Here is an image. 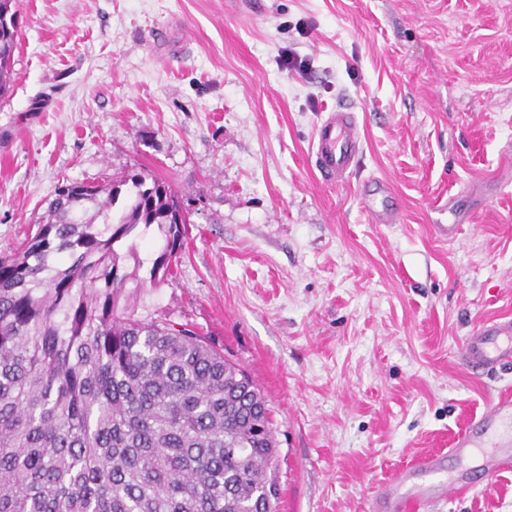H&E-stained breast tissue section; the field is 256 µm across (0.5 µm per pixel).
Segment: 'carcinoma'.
I'll use <instances>...</instances> for the list:
<instances>
[{"label": "carcinoma", "mask_w": 512, "mask_h": 512, "mask_svg": "<svg viewBox=\"0 0 512 512\" xmlns=\"http://www.w3.org/2000/svg\"><path fill=\"white\" fill-rule=\"evenodd\" d=\"M0 0V97L18 44ZM176 190L141 171L70 182L0 257V512H278L272 411L186 324L140 318L116 245L166 229L161 284L184 247Z\"/></svg>", "instance_id": "cac0c4a2"}]
</instances>
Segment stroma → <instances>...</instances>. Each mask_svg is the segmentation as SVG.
I'll list each match as a JSON object with an SVG mask.
<instances>
[{
    "mask_svg": "<svg viewBox=\"0 0 512 512\" xmlns=\"http://www.w3.org/2000/svg\"><path fill=\"white\" fill-rule=\"evenodd\" d=\"M0 100V256L63 182L144 171L189 203L173 275L158 226L125 293L191 323L273 410L280 512H367L418 454L447 447L512 369L457 351L512 316V0H17ZM291 53L303 70L283 67ZM362 133L345 182L311 158L336 106ZM389 185L374 223L364 183ZM468 217L437 236L434 202ZM441 512H512V470Z\"/></svg>",
    "mask_w": 512,
    "mask_h": 512,
    "instance_id": "35a3bbf8",
    "label": "stroma"
}]
</instances>
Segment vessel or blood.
Segmentation results:
<instances>
[{
    "instance_id": "1",
    "label": "vessel or blood",
    "mask_w": 512,
    "mask_h": 512,
    "mask_svg": "<svg viewBox=\"0 0 512 512\" xmlns=\"http://www.w3.org/2000/svg\"><path fill=\"white\" fill-rule=\"evenodd\" d=\"M361 131L349 110L329 111L316 127L312 158L321 175L331 182H342L356 164ZM464 369L473 375H489L512 366V317L484 321L467 336L459 349ZM512 450V399L492 400L486 412L472 420L452 440L446 456L424 455L410 467L396 471L388 484L372 499V512H437L453 493L469 489L470 480L460 477L437 478L442 459L451 460L481 453L478 466L483 479H490L502 468L500 453Z\"/></svg>"
}]
</instances>
